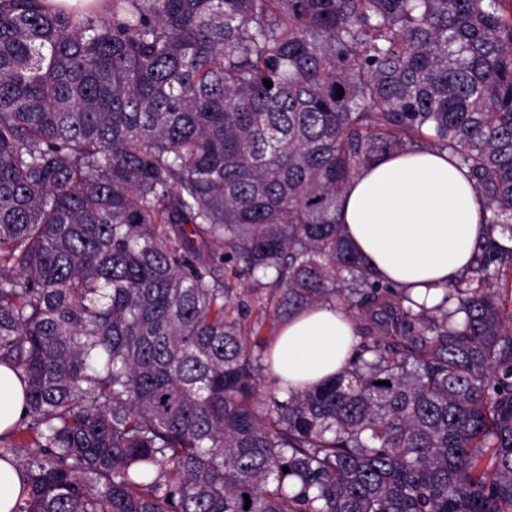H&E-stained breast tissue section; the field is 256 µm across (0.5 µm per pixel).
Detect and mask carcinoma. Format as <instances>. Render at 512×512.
Wrapping results in <instances>:
<instances>
[{
	"label": "carcinoma",
	"mask_w": 512,
	"mask_h": 512,
	"mask_svg": "<svg viewBox=\"0 0 512 512\" xmlns=\"http://www.w3.org/2000/svg\"><path fill=\"white\" fill-rule=\"evenodd\" d=\"M416 146L486 200L433 306L339 219ZM505 240L512 0H0L11 512H512ZM319 305L354 349L290 392L263 330ZM24 390L19 377L9 367L0 365V433H4L22 416Z\"/></svg>",
	"instance_id": "cac0c4a2"
}]
</instances>
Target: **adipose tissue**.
Returning a JSON list of instances; mask_svg holds the SVG:
<instances>
[{
  "label": "adipose tissue",
  "mask_w": 512,
  "mask_h": 512,
  "mask_svg": "<svg viewBox=\"0 0 512 512\" xmlns=\"http://www.w3.org/2000/svg\"><path fill=\"white\" fill-rule=\"evenodd\" d=\"M485 203L467 171L445 152L417 150L378 158L349 184L340 220L375 275L438 303L469 266ZM354 323L327 307L292 315L273 343L283 387L301 390L336 374L353 345ZM19 377L0 365V433L22 416Z\"/></svg>",
  "instance_id": "1"
}]
</instances>
